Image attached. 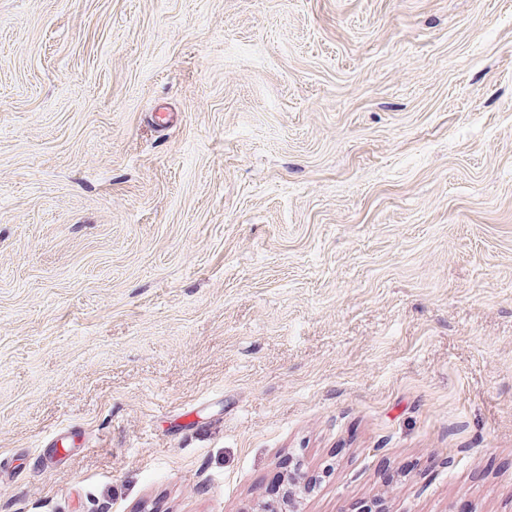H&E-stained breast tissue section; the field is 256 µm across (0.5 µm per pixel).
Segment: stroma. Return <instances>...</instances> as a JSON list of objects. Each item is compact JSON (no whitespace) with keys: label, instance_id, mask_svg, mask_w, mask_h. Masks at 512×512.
Wrapping results in <instances>:
<instances>
[{"label":"stroma","instance_id":"stroma-1","mask_svg":"<svg viewBox=\"0 0 512 512\" xmlns=\"http://www.w3.org/2000/svg\"><path fill=\"white\" fill-rule=\"evenodd\" d=\"M294 472L512 512V0H0V512Z\"/></svg>","mask_w":512,"mask_h":512}]
</instances>
